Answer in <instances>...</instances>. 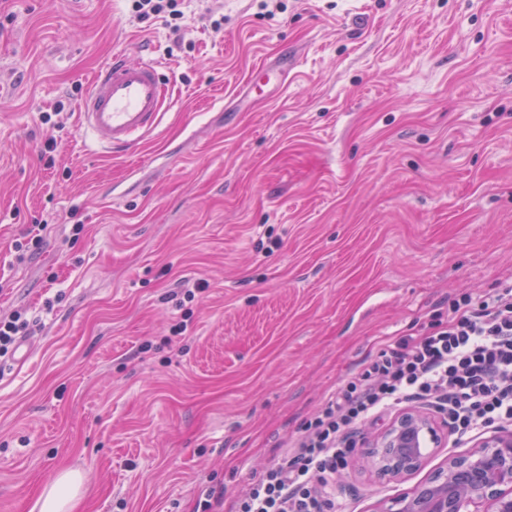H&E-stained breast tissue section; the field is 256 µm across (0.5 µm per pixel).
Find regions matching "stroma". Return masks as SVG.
<instances>
[{"mask_svg": "<svg viewBox=\"0 0 512 512\" xmlns=\"http://www.w3.org/2000/svg\"><path fill=\"white\" fill-rule=\"evenodd\" d=\"M183 12L176 33L131 0H0V315L35 323L0 377V512L65 470L87 476L75 512H200L212 491L234 512L380 349L512 279V0ZM284 54L285 93L247 88ZM115 58L169 84L132 149L78 122ZM396 415L355 430L336 512L388 510L480 442L448 435L400 480L361 469Z\"/></svg>", "mask_w": 512, "mask_h": 512, "instance_id": "35a3bbf8", "label": "stroma"}]
</instances>
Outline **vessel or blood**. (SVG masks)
Returning a JSON list of instances; mask_svg holds the SVG:
<instances>
[{
    "instance_id": "obj_1",
    "label": "vessel or blood",
    "mask_w": 512,
    "mask_h": 512,
    "mask_svg": "<svg viewBox=\"0 0 512 512\" xmlns=\"http://www.w3.org/2000/svg\"><path fill=\"white\" fill-rule=\"evenodd\" d=\"M159 69L153 60L116 59L92 78L79 114L100 147L135 146L158 126L169 97Z\"/></svg>"
}]
</instances>
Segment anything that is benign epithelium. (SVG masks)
I'll list each match as a JSON object with an SVG mask.
<instances>
[{
    "mask_svg": "<svg viewBox=\"0 0 512 512\" xmlns=\"http://www.w3.org/2000/svg\"><path fill=\"white\" fill-rule=\"evenodd\" d=\"M432 415L400 412L390 427L363 453V463L380 474L401 477L415 471L427 447L438 444ZM512 512V432L494 431L478 449L448 461L442 476L417 485L399 499V512Z\"/></svg>",
    "mask_w": 512,
    "mask_h": 512,
    "instance_id": "1",
    "label": "benign epithelium"
}]
</instances>
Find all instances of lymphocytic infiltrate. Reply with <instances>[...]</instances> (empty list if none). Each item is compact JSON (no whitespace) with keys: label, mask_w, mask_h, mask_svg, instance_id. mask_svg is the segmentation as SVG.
I'll return each mask as SVG.
<instances>
[{"label":"lymphocytic infiltrate","mask_w":512,"mask_h":512,"mask_svg":"<svg viewBox=\"0 0 512 512\" xmlns=\"http://www.w3.org/2000/svg\"><path fill=\"white\" fill-rule=\"evenodd\" d=\"M435 402L458 440L512 424V283L480 303L463 296L448 323L392 341L307 422L284 463L255 476L237 512H331L326 487L343 468L349 431L379 411Z\"/></svg>","instance_id":"1"}]
</instances>
